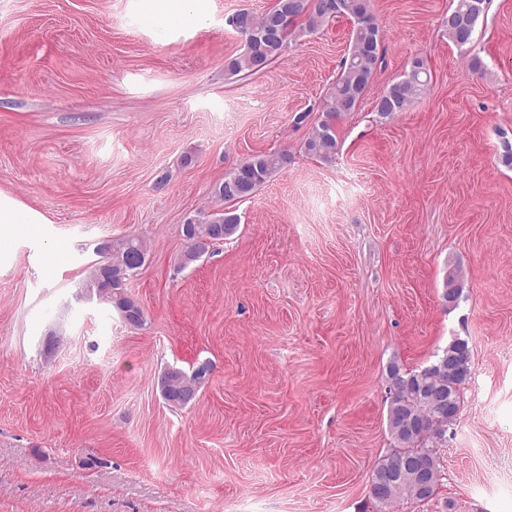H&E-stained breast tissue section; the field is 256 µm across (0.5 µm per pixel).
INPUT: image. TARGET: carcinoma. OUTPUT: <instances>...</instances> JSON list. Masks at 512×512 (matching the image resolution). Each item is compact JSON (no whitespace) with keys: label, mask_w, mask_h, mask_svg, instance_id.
<instances>
[{"label":"carcinoma","mask_w":512,"mask_h":512,"mask_svg":"<svg viewBox=\"0 0 512 512\" xmlns=\"http://www.w3.org/2000/svg\"><path fill=\"white\" fill-rule=\"evenodd\" d=\"M346 16L353 20L351 53L344 58L334 83L325 96L323 119L307 140L305 151L325 163L336 158L338 148L336 123L342 116L355 111L369 87L377 67L383 41L378 36L383 29L372 12L371 0H274L272 7L261 14L248 9L236 12L232 30L244 40L243 51L231 59L227 68L233 75L251 76L282 59L290 42L313 34L330 20ZM429 78L424 61L412 60L409 70L392 83L375 108L381 117H392L405 111L428 90ZM284 152L254 154L224 174V180L214 187V196L224 202V208L202 212L187 222L189 230L181 231L185 248L180 264L188 266L199 260L190 250L198 236L217 235L225 240L232 237L240 224L234 206L250 199L273 175L288 165ZM98 260L91 265L85 288L111 293L108 301L119 312L140 308L128 294L126 286L112 283V270L121 269L130 279L143 266L146 249L143 241L129 235L111 241L109 249L96 248ZM169 391L174 394L198 392L204 374L194 367L186 371L170 367ZM472 372L468 342L454 340L428 366L405 369L398 363L388 366L390 401L387 407L389 433L402 452L423 459L430 480L429 490H417L406 476L371 495L377 512H393L403 500L431 499L443 479L441 448L446 442L448 427L460 410L462 390Z\"/></svg>","instance_id":"1"}]
</instances>
